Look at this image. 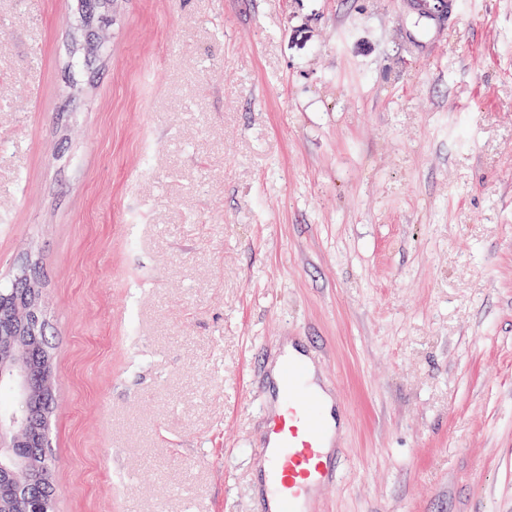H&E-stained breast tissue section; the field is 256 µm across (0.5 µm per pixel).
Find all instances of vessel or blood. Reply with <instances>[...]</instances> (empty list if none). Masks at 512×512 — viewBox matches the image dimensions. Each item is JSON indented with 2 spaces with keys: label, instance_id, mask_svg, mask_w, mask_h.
I'll return each instance as SVG.
<instances>
[{
  "label": "vessel or blood",
  "instance_id": "obj_1",
  "mask_svg": "<svg viewBox=\"0 0 512 512\" xmlns=\"http://www.w3.org/2000/svg\"><path fill=\"white\" fill-rule=\"evenodd\" d=\"M304 373L302 363L284 359L278 387L282 409L269 418L265 447L268 512H308L312 491L324 490L334 480L328 444L336 429Z\"/></svg>",
  "mask_w": 512,
  "mask_h": 512
}]
</instances>
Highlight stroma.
I'll return each mask as SVG.
<instances>
[{
  "mask_svg": "<svg viewBox=\"0 0 512 512\" xmlns=\"http://www.w3.org/2000/svg\"><path fill=\"white\" fill-rule=\"evenodd\" d=\"M0 0V283L56 512H264L287 338L348 407L309 512H512V0ZM42 294L40 281L32 278L26 288H14L13 283L8 288H0V323L6 326L18 316H26L34 309V298Z\"/></svg>",
  "mask_w": 512,
  "mask_h": 512,
  "instance_id": "1",
  "label": "stroma"
}]
</instances>
